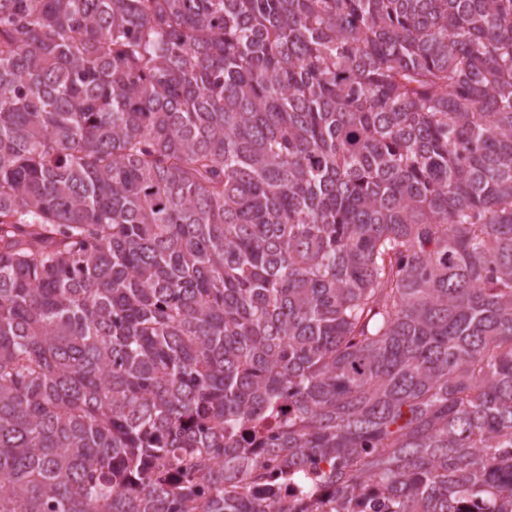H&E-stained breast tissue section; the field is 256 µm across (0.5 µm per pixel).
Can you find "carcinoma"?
<instances>
[{
	"label": "carcinoma",
	"mask_w": 512,
	"mask_h": 512,
	"mask_svg": "<svg viewBox=\"0 0 512 512\" xmlns=\"http://www.w3.org/2000/svg\"><path fill=\"white\" fill-rule=\"evenodd\" d=\"M374 497L512 512V0H0V512Z\"/></svg>",
	"instance_id": "carcinoma-1"
}]
</instances>
